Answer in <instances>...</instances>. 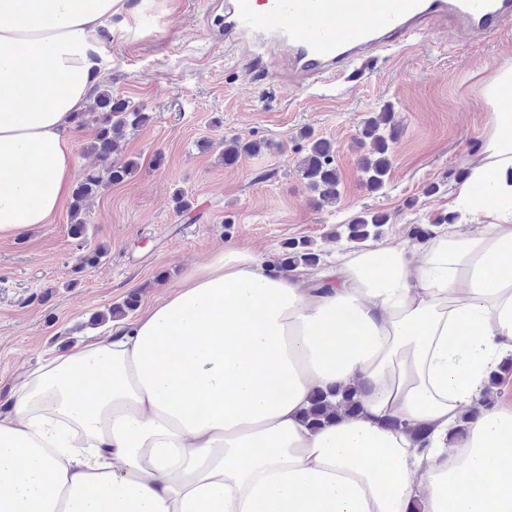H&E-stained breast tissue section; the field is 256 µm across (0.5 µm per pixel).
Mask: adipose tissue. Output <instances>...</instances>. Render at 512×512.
Segmentation results:
<instances>
[{
    "instance_id": "adipose-tissue-1",
    "label": "adipose tissue",
    "mask_w": 512,
    "mask_h": 512,
    "mask_svg": "<svg viewBox=\"0 0 512 512\" xmlns=\"http://www.w3.org/2000/svg\"><path fill=\"white\" fill-rule=\"evenodd\" d=\"M124 9L0 0V238L69 199L73 116ZM506 86L512 63L484 91L495 110L454 192L459 218L427 240L367 244L310 286L227 246L134 322L16 377L0 405V512H512V406L473 410L512 352ZM354 385L359 413L303 424L313 391Z\"/></svg>"
}]
</instances>
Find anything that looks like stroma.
<instances>
[{
    "instance_id": "stroma-1",
    "label": "stroma",
    "mask_w": 512,
    "mask_h": 512,
    "mask_svg": "<svg viewBox=\"0 0 512 512\" xmlns=\"http://www.w3.org/2000/svg\"><path fill=\"white\" fill-rule=\"evenodd\" d=\"M219 0H128L98 47L99 80L149 116L121 156L139 163L84 207L86 233H69L70 208L17 238H0V400L48 346L65 348L108 331L96 314L136 296L146 306L176 288L187 268L219 248L244 245L276 262L284 240L321 254L308 281L338 251L356 250L345 225L365 209L386 212L383 236L414 244L410 228L449 212L458 174L481 157L490 128L483 88L512 59V25L477 41L432 23L418 48L393 49L330 84L302 90L274 50L250 62L218 38ZM391 105L398 124L390 170L377 192L363 183L359 142L367 114ZM330 139L342 179L337 202L305 185L298 149L305 132ZM266 141L256 157L224 165L225 136ZM437 193H430V185ZM193 205L175 209L176 189ZM99 265L80 268L97 246Z\"/></svg>"
}]
</instances>
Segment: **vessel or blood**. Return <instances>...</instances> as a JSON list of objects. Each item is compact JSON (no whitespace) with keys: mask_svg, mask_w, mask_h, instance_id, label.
I'll use <instances>...</instances> for the list:
<instances>
[{"mask_svg":"<svg viewBox=\"0 0 512 512\" xmlns=\"http://www.w3.org/2000/svg\"><path fill=\"white\" fill-rule=\"evenodd\" d=\"M434 18L483 37L512 22V0H225L224 39L286 49L292 78L310 87L360 58L418 46Z\"/></svg>","mask_w":512,"mask_h":512,"instance_id":"1","label":"vessel or blood"}]
</instances>
